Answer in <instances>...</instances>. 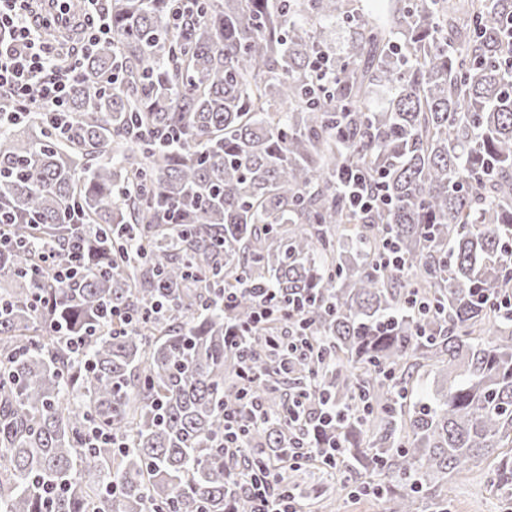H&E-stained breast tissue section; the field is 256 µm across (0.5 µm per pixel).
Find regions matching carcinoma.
<instances>
[{
  "mask_svg": "<svg viewBox=\"0 0 512 512\" xmlns=\"http://www.w3.org/2000/svg\"><path fill=\"white\" fill-rule=\"evenodd\" d=\"M359 2L110 0L71 132L0 124V512H250L235 472L288 469L302 390L347 411L331 493L368 471L390 512H448L436 488L491 459L512 498V0ZM336 18L340 57L310 25ZM75 242L60 282L44 256ZM252 287L277 313L238 336ZM295 297L326 357L285 376L265 337ZM425 362L441 384L413 402ZM250 395L267 416L228 462ZM245 430L236 415L224 417V459L237 458L245 448Z\"/></svg>",
  "mask_w": 512,
  "mask_h": 512,
  "instance_id": "1",
  "label": "carcinoma"
}]
</instances>
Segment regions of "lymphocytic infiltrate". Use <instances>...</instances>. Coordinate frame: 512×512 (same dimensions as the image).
Instances as JSON below:
<instances>
[{
    "mask_svg": "<svg viewBox=\"0 0 512 512\" xmlns=\"http://www.w3.org/2000/svg\"><path fill=\"white\" fill-rule=\"evenodd\" d=\"M104 2L84 0L86 21L81 47L62 64L56 46L42 36L43 29L50 25L49 19L37 18L30 0H0V33L9 36L8 41L0 40V90L8 92L14 113L26 112L34 103L58 129L71 127L69 98L73 85L82 73L85 59L101 41L112 37ZM304 309L303 300L289 303L292 327L267 340L273 358L292 362L321 357L320 348L305 336ZM239 487L253 497V512H296L276 464H268L257 477H240Z\"/></svg>",
    "mask_w": 512,
    "mask_h": 512,
    "instance_id": "f902f5d3",
    "label": "lymphocytic infiltrate"
}]
</instances>
